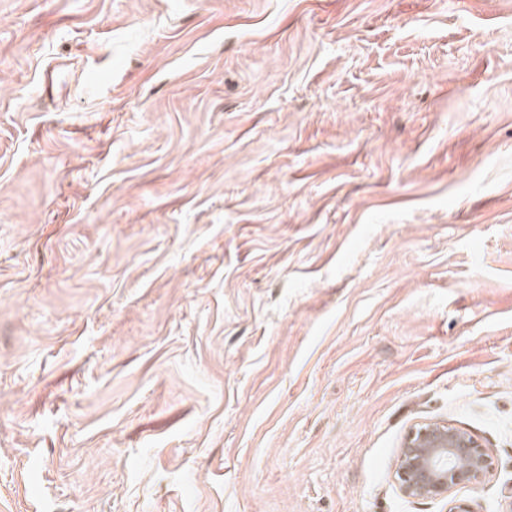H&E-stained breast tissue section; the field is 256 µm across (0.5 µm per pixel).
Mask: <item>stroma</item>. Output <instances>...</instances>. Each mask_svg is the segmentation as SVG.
Returning <instances> with one entry per match:
<instances>
[{
	"label": "stroma",
	"instance_id": "stroma-1",
	"mask_svg": "<svg viewBox=\"0 0 512 512\" xmlns=\"http://www.w3.org/2000/svg\"><path fill=\"white\" fill-rule=\"evenodd\" d=\"M512 512V0H0V512ZM491 471L487 449L472 434L448 422L427 421L408 432L395 480L406 498L442 499L448 501V512H475L449 494L459 485L482 483Z\"/></svg>",
	"mask_w": 512,
	"mask_h": 512
}]
</instances>
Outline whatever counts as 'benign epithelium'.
I'll return each instance as SVG.
<instances>
[{"mask_svg":"<svg viewBox=\"0 0 512 512\" xmlns=\"http://www.w3.org/2000/svg\"><path fill=\"white\" fill-rule=\"evenodd\" d=\"M486 448L467 431L443 421L415 425L400 448L395 480L406 498L448 501V512H474L470 504L449 497L459 485L478 484L491 474Z\"/></svg>","mask_w":512,"mask_h":512,"instance_id":"7a95c632","label":"benign epithelium"}]
</instances>
